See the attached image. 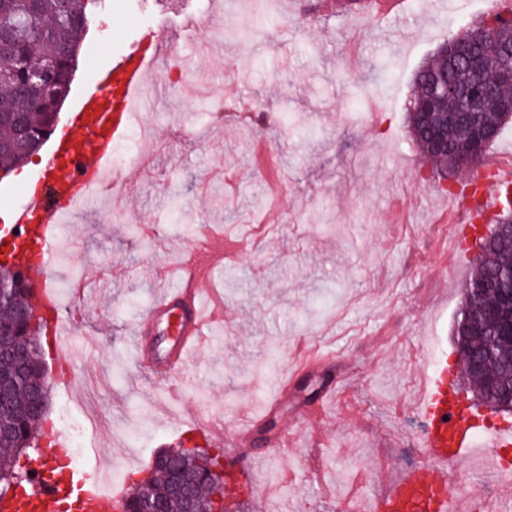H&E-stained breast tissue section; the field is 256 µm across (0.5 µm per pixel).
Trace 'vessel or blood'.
<instances>
[{"label":"vessel or blood","instance_id":"b4317fda","mask_svg":"<svg viewBox=\"0 0 512 512\" xmlns=\"http://www.w3.org/2000/svg\"><path fill=\"white\" fill-rule=\"evenodd\" d=\"M165 52L162 40L138 42L99 72L53 140L37 177L40 191L14 210L12 224L6 229L13 260L29 268L41 282L34 303L48 320L52 337H60L64 326L52 282L59 258L58 226L70 205L93 206L106 183L117 186L123 181V172L107 171L113 146L128 132L135 113L155 90V66ZM469 180L483 200L494 202L504 187L512 185V167L498 164L489 171L480 165L471 171ZM212 264L211 251H189L178 266L158 273L166 288L136 327L141 331L148 325L166 323L171 340L156 348L139 334L133 344L135 363L156 380L169 384L180 377L191 355L208 339L214 313L202 298ZM414 410L428 459L392 484L379 502V512H455V502L448 494V465L476 451L494 460L500 475L512 478V460L503 453L512 446V433L482 434L478 418L460 411L448 380V359L438 351L429 353V376ZM185 431L202 441L224 436L223 427L208 417L186 423ZM245 439L242 433L235 437L239 450L224 461L226 481L238 497L253 491L250 460L240 450ZM78 480L84 512H121V490L104 492L97 472H83ZM64 490L61 482L33 484L15 510L52 512Z\"/></svg>","mask_w":512,"mask_h":512}]
</instances>
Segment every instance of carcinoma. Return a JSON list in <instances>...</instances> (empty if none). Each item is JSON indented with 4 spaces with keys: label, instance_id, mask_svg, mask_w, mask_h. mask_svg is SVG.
I'll return each instance as SVG.
<instances>
[{
    "label": "carcinoma",
    "instance_id": "cac0c4a2",
    "mask_svg": "<svg viewBox=\"0 0 512 512\" xmlns=\"http://www.w3.org/2000/svg\"><path fill=\"white\" fill-rule=\"evenodd\" d=\"M96 0H0V31L23 25V30L12 37L8 56L0 61V69L8 75V83L0 87V110L25 113L28 136L19 138L13 127L0 126V170L6 172L40 151L43 138L54 132V123L48 115L50 91L70 89L67 74L72 66L70 57L62 52L65 44L80 49V36L94 19ZM75 19L64 21V15ZM501 23L496 49L484 62L483 79L493 93L483 102V111L475 112L470 123H456L448 127V152H439L431 142L426 125L413 114L417 102L431 94L433 86L448 82L464 90L470 83V72L461 62H450L436 53L417 72L407 127L422 153L433 160L440 171L459 174L470 165L483 160L489 147L499 139L503 130L512 125V118H503L504 106L512 102V85L501 81L500 75L512 68V18L496 14ZM40 57L53 60L47 81L32 83L29 67ZM493 123L496 133L485 147L473 144V125ZM502 189L500 201L504 206L489 226L487 233L474 240L478 256L474 270L463 288L460 318L454 328L459 344L483 363V372L466 370L464 374L475 397L494 407L512 412V344L498 339L512 321V301L506 289L512 286V210L508 194ZM42 335L44 320L28 324L11 336H0V369L12 373L16 388L9 399L0 405V421L12 428L9 436L0 440V496L7 494L13 484L30 481V473L21 465V458L34 459L39 449L46 413L32 409L35 396L49 394V385L42 370ZM21 346L28 351V360L21 368L15 366L10 349ZM219 464V455L206 448L181 450L171 465L190 477L201 476L196 482V500L199 512H213L209 467ZM151 498L156 507L165 512H179L178 504L169 497V486L163 470L152 473L148 481Z\"/></svg>",
    "mask_w": 512,
    "mask_h": 512
}]
</instances>
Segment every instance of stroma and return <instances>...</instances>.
<instances>
[{
  "label": "stroma",
  "instance_id": "1",
  "mask_svg": "<svg viewBox=\"0 0 512 512\" xmlns=\"http://www.w3.org/2000/svg\"><path fill=\"white\" fill-rule=\"evenodd\" d=\"M200 15L169 39L160 0H99L81 40L63 110L113 55L158 38L163 111L141 143L139 175L111 196L107 213L78 217L71 251L86 281L78 337L106 382L66 384L43 363L49 415L62 395L95 388L101 418L84 433L89 467L141 470L178 447L182 422L201 411L223 423L225 441L260 423L294 359L328 355L310 373L312 396L290 390L280 430L251 446L254 496L235 512H343L352 497L374 501L406 469L426 462L413 404L435 342L456 364L454 323L476 250L452 253L458 217L406 124L416 71L462 26L491 18L494 0H415L413 25H373L363 0H276L273 24L251 25L258 0H190ZM192 62L193 86L174 59ZM43 154L0 178V225L30 189ZM158 226L155 242L142 227ZM223 254L208 279L222 303L208 345L182 375L184 399L152 406L159 381L130 355L134 321L155 295V270L173 265L200 234ZM115 269L98 292L100 269ZM333 408L318 409L326 390ZM303 417L302 426L294 418ZM453 497L497 512L499 487L460 459L448 471Z\"/></svg>",
  "mask_w": 512,
  "mask_h": 512
}]
</instances>
